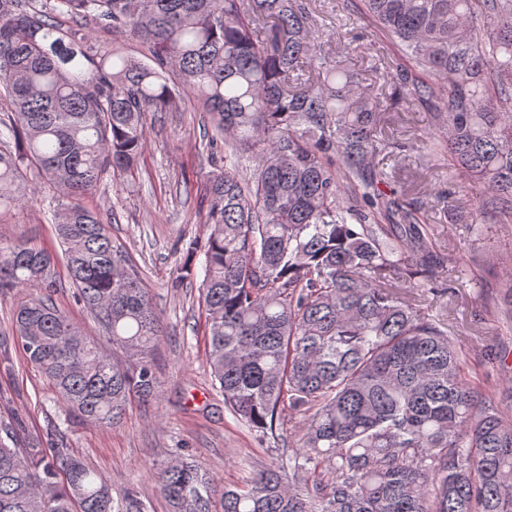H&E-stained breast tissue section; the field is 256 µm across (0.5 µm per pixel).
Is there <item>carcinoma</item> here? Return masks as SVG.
<instances>
[{"instance_id": "carcinoma-1", "label": "carcinoma", "mask_w": 512, "mask_h": 512, "mask_svg": "<svg viewBox=\"0 0 512 512\" xmlns=\"http://www.w3.org/2000/svg\"><path fill=\"white\" fill-rule=\"evenodd\" d=\"M34 2L0 0V127L16 140L0 149V210L27 200L30 173L57 185L74 297L124 360L57 307L55 256L26 240H0V293L29 291L0 335L69 417L112 426L160 387L151 290L82 198L131 171L142 116L172 110L184 89L210 115V142L224 139L200 284L213 380L254 431L276 435L287 407L306 418L303 453L241 484L164 459L154 477L169 512H512V420L468 380L448 324L394 291L417 276L429 288L458 260L434 251L419 208L379 191L373 162L384 100L424 105L447 134L430 153L482 187L474 231L488 212L512 224V0H361L402 51L386 65L388 98L343 63H316L304 0ZM55 13L131 35L150 61L61 30ZM183 251L175 288L193 276L197 241ZM0 512L147 506L135 488L114 499L55 426L23 448L0 437Z\"/></svg>"}]
</instances>
